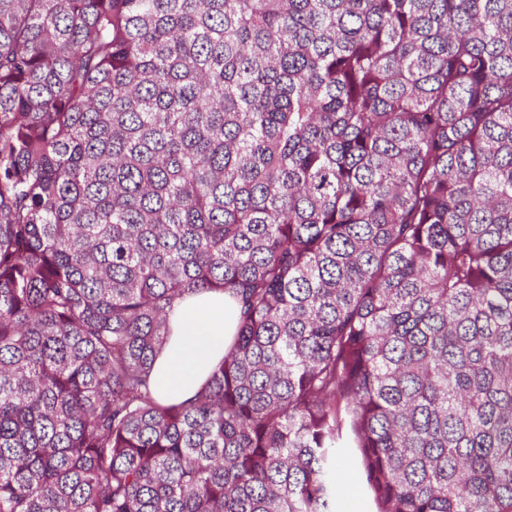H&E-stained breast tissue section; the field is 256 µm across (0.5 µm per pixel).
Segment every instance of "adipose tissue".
<instances>
[{
  "label": "adipose tissue",
  "mask_w": 512,
  "mask_h": 512,
  "mask_svg": "<svg viewBox=\"0 0 512 512\" xmlns=\"http://www.w3.org/2000/svg\"><path fill=\"white\" fill-rule=\"evenodd\" d=\"M240 319L233 297L202 292L177 301L169 315L170 338L151 374L159 400L192 398L231 346Z\"/></svg>",
  "instance_id": "adipose-tissue-1"
}]
</instances>
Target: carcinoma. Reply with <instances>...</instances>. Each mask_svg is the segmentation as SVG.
Returning a JSON list of instances; mask_svg holds the SVG:
<instances>
[{"label": "carcinoma", "mask_w": 512, "mask_h": 512, "mask_svg": "<svg viewBox=\"0 0 512 512\" xmlns=\"http://www.w3.org/2000/svg\"><path fill=\"white\" fill-rule=\"evenodd\" d=\"M350 448L512 512V0H0V512H343ZM240 319L236 299L202 292L178 300L169 314L170 338L151 374V390L164 402L192 398L231 346Z\"/></svg>", "instance_id": "cac0c4a2"}]
</instances>
